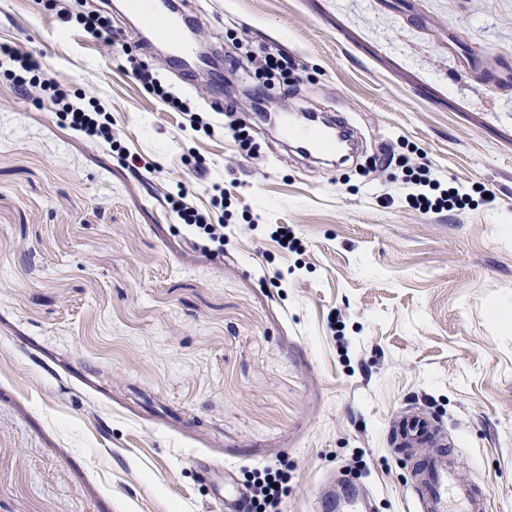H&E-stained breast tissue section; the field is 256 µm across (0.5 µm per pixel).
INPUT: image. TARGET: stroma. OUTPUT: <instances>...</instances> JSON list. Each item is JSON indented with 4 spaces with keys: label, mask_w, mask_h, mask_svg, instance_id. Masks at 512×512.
Returning a JSON list of instances; mask_svg holds the SVG:
<instances>
[{
    "label": "stroma",
    "mask_w": 512,
    "mask_h": 512,
    "mask_svg": "<svg viewBox=\"0 0 512 512\" xmlns=\"http://www.w3.org/2000/svg\"><path fill=\"white\" fill-rule=\"evenodd\" d=\"M83 4L124 51L51 0H0V43L94 94L155 169L135 177L48 96L21 97L0 59V512H225L269 465L288 470L282 512L349 486L408 512L428 450L393 452L406 410L439 425L488 512H512V0H196L212 51L293 58L283 110L344 115L360 150L341 167L256 120L250 156L224 129L181 131L132 61L205 113L258 76L185 85L124 0ZM389 149L470 206L409 207L402 167L371 168ZM215 181L220 248L166 201L180 182L210 208ZM69 2L72 1H56V5L59 6L58 16L63 22L69 23L74 20L85 32L106 46L114 47L116 45L112 34V16L109 13L89 11L74 14Z\"/></svg>",
    "instance_id": "35a3bbf8"
}]
</instances>
